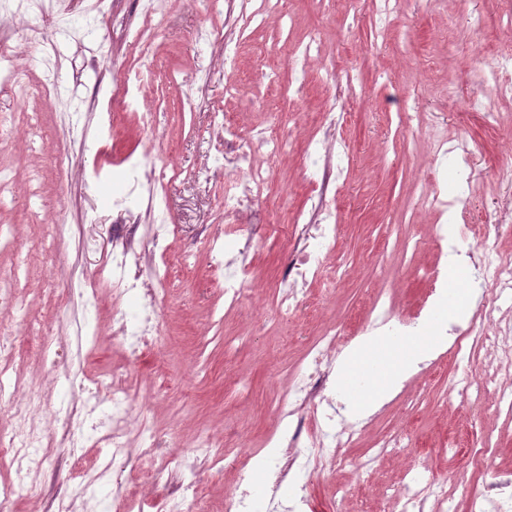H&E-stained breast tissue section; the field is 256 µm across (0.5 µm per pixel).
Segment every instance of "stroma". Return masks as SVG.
<instances>
[{"instance_id": "stroma-1", "label": "stroma", "mask_w": 512, "mask_h": 512, "mask_svg": "<svg viewBox=\"0 0 512 512\" xmlns=\"http://www.w3.org/2000/svg\"><path fill=\"white\" fill-rule=\"evenodd\" d=\"M43 8L67 24L62 31L48 28L46 45L28 40L36 14L0 8V40L15 49L17 77L29 89L20 102L0 86V165L14 176L0 203V225L12 230L10 247L0 249V275L23 270L18 308L0 306V337L12 345L9 369L39 393L37 420L49 429L82 389L109 382L113 367L126 370L166 439L152 456L130 448L121 475L122 489L137 491L144 512H164L169 485L154 482L153 473L186 463L194 465L197 494L212 512H224L225 492L242 484L256 512H283L286 497L272 494L252 465L265 456V442L277 428L267 406L281 400L289 377L303 370L312 341L334 324L347 344L357 342L382 292L392 295L400 319H413L427 309L432 288H447L449 268L471 285L479 245L512 256V234L493 231L497 210L512 209V183L498 172L512 159V98L498 97L479 81L512 35L491 23L473 24L479 16L512 14V0H395L383 33L373 0H284L282 15L229 33L239 55L232 73L194 39L195 30L210 23L205 0H164L154 43L169 76L145 86L140 113L128 114L111 134L102 109L115 71L129 58L125 33L141 22L138 0H45ZM313 32L317 44L300 81L289 55ZM336 68L350 72L353 87L325 79V71ZM52 71L62 77L56 96L40 91ZM189 89L195 95L190 110L181 106ZM217 111L231 114L243 138L268 126L290 141L287 155L275 160L262 149L253 153L254 166L271 175L227 238L233 247L246 242L256 278L229 311L204 248L206 239L226 236L224 178L240 173L232 155L225 175L203 170L205 149L217 138ZM487 112L499 113V123H485ZM328 135L343 140L350 153L336 180L338 194L326 196L336 213V252L303 305L282 319L275 310L288 276L284 239L322 183L307 167L303 148L308 139ZM441 142L447 149L440 154ZM463 142L473 168L464 183L456 175ZM127 155L161 157L178 172L159 189L167 220L178 228L170 249L176 268L159 309L158 343L134 361L113 342L112 292L105 286L96 336L75 344L83 315L78 293L96 280L111 253L115 222L131 231L153 221L143 198L127 195L112 175L114 163ZM436 189L464 200L466 238L452 248L434 239V225L447 223V215L419 203ZM119 196L126 202L118 210L112 200ZM47 224H76L80 233L47 239ZM186 254L191 263L184 267ZM433 270L438 280H431ZM485 362L477 346L465 360L450 352L440 360L426 355L421 371L361 419L354 446L341 451L343 464L328 460L322 473L300 477L306 512H381L379 490L404 482L410 467L447 490L450 512H464L492 474L512 473V417L486 416L484 400L493 390L483 385ZM463 371L474 379L467 398L450 390ZM203 432L225 437L223 459L195 457L192 448ZM484 435L495 451L490 474L470 457ZM390 436L396 447L376 449ZM104 455L91 445L59 449L30 477L41 498L20 495L14 512H43L67 479L96 468Z\"/></svg>"}]
</instances>
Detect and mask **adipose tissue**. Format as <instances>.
<instances>
[{
	"label": "adipose tissue",
	"instance_id": "adipose-tissue-1",
	"mask_svg": "<svg viewBox=\"0 0 512 512\" xmlns=\"http://www.w3.org/2000/svg\"><path fill=\"white\" fill-rule=\"evenodd\" d=\"M432 342V337L423 333L409 335L396 351L392 348L391 337L382 332L362 337L337 362L339 375L356 371L365 375L361 391L352 398L354 410L366 416L386 401L421 362Z\"/></svg>",
	"mask_w": 512,
	"mask_h": 512
}]
</instances>
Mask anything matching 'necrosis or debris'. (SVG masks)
Wrapping results in <instances>:
<instances>
[{"instance_id":"obj_1","label":"necrosis or debris","mask_w":512,"mask_h":512,"mask_svg":"<svg viewBox=\"0 0 512 512\" xmlns=\"http://www.w3.org/2000/svg\"><path fill=\"white\" fill-rule=\"evenodd\" d=\"M157 2L139 0L142 24L132 36L129 63L116 74L118 92L108 100L110 128H117L126 113L137 111L140 91L158 75L150 60L154 40L148 35L155 24ZM277 6L278 0H260L256 7L252 6L251 0H208L209 11L214 18L235 26L249 24L257 15L274 13ZM122 175L127 182L139 188L151 211L157 214L164 212L165 205L158 187L166 178V171L132 162L123 166ZM311 208L321 211L324 221L316 225L314 233L296 242L289 252L287 289L281 300L282 306L289 311L298 309L303 303L306 286L321 278L325 257L336 240L332 211L322 209L316 201L312 202ZM146 233L150 245L158 250L157 259L150 267H142L137 254L124 246L113 250L98 272L99 281H105L114 295L112 317L120 323V338L134 353L150 347L151 336L158 333L155 311L167 293L166 286L171 278L166 242L176 235L177 227L166 223L150 224ZM207 251L212 274L224 290L225 303L236 306L253 276L246 257L242 252L229 250L225 240L219 237L209 239ZM477 270L480 285L488 294L485 306L489 312H496L500 295L512 290V258L495 249L483 248ZM132 297L138 298L142 308L141 318L135 323L125 320L124 303ZM338 352L339 333L333 329L313 344L312 370L294 376L288 386L289 403L278 408L279 441L284 449V462L271 470L274 486H281L292 476L297 462L296 448L308 447L313 459L318 461L330 449L352 446L357 438L355 425L343 420L321 423L310 441L302 439L300 416L304 410L318 409L323 403L324 378ZM126 377L123 371L112 373V390L108 396L112 404L110 425L97 438L99 445L109 448L115 459L125 457L129 446L128 432L133 427L138 430L144 454H153L162 445L153 423L136 407L135 395L127 387ZM100 406L101 401L96 397L69 404L66 410L57 413L56 429L46 431L34 421L42 408L40 397L32 393L20 394L18 383L12 381L6 368L0 367V413L9 418L8 426L0 428V459L8 460L13 471L11 482L0 484V512H13L18 489L25 487L31 473L49 459L51 449L79 447L87 435L88 420L97 414Z\"/></svg>"}]
</instances>
